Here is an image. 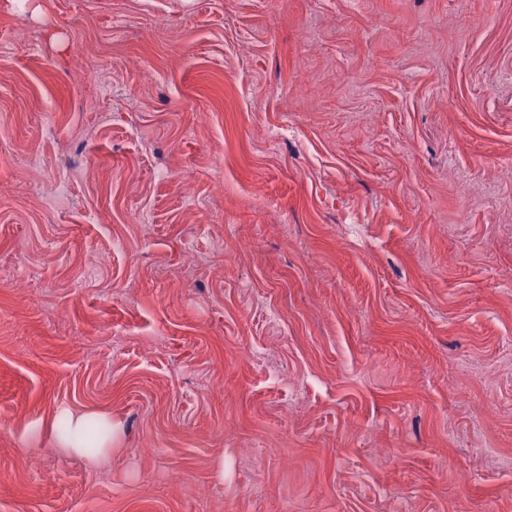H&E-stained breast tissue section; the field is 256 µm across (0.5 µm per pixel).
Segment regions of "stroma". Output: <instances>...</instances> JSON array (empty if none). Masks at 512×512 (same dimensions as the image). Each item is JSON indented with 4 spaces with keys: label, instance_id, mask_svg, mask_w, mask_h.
<instances>
[{
    "label": "stroma",
    "instance_id": "1",
    "mask_svg": "<svg viewBox=\"0 0 512 512\" xmlns=\"http://www.w3.org/2000/svg\"><path fill=\"white\" fill-rule=\"evenodd\" d=\"M0 512H512V0H0ZM63 430L68 431L65 434L59 433V422ZM92 420L98 421L103 428V435L100 439L98 450L95 453H88L86 449L93 451L97 449L100 428L95 425H88ZM67 423V424H66ZM87 427L83 434V444L81 442V433ZM46 429L55 437L62 448L69 451L70 454L83 459L89 466L96 469L103 461L110 457L112 444L118 441L119 425L112 422L111 414L104 411L97 412H73L64 410L54 414L46 421Z\"/></svg>",
    "mask_w": 512,
    "mask_h": 512
}]
</instances>
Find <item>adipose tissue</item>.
<instances>
[{
  "label": "adipose tissue",
  "mask_w": 512,
  "mask_h": 512,
  "mask_svg": "<svg viewBox=\"0 0 512 512\" xmlns=\"http://www.w3.org/2000/svg\"><path fill=\"white\" fill-rule=\"evenodd\" d=\"M98 421L103 428V435L100 439L99 448L95 453H88L82 442L81 434L90 421ZM67 424V432H60V424ZM46 428L50 433L56 434L57 440L62 448L70 454L83 459L91 467H99L103 461L109 458L112 446L118 440L119 427L112 420L111 414L104 411L97 412H73L70 410L61 411L53 415L46 422Z\"/></svg>",
  "instance_id": "1"
}]
</instances>
